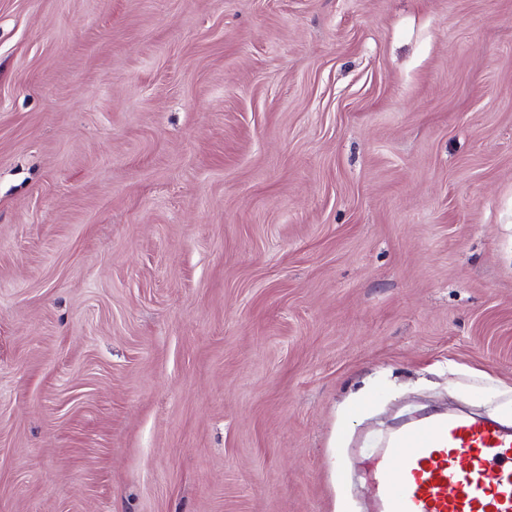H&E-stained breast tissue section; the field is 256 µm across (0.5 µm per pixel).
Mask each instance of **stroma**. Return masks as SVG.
Returning <instances> with one entry per match:
<instances>
[{
	"label": "stroma",
	"instance_id": "35a3bbf8",
	"mask_svg": "<svg viewBox=\"0 0 512 512\" xmlns=\"http://www.w3.org/2000/svg\"><path fill=\"white\" fill-rule=\"evenodd\" d=\"M512 426V0H0V512H374ZM375 512H512V431L437 415L400 428L374 463Z\"/></svg>",
	"mask_w": 512,
	"mask_h": 512
}]
</instances>
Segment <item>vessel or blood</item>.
Returning a JSON list of instances; mask_svg holds the SVG:
<instances>
[{"instance_id":"vessel-or-blood-1","label":"vessel or blood","mask_w":512,"mask_h":512,"mask_svg":"<svg viewBox=\"0 0 512 512\" xmlns=\"http://www.w3.org/2000/svg\"><path fill=\"white\" fill-rule=\"evenodd\" d=\"M377 512H512V431L437 415L400 428L374 463Z\"/></svg>"}]
</instances>
